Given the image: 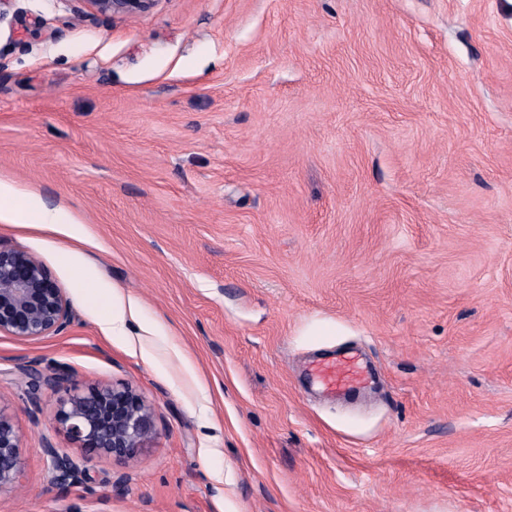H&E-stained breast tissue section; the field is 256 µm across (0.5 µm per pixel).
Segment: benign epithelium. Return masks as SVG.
<instances>
[{
	"instance_id": "obj_1",
	"label": "benign epithelium",
	"mask_w": 512,
	"mask_h": 512,
	"mask_svg": "<svg viewBox=\"0 0 512 512\" xmlns=\"http://www.w3.org/2000/svg\"><path fill=\"white\" fill-rule=\"evenodd\" d=\"M100 14H126L151 9L158 0H81ZM70 303L32 255L0 248V333L19 339H38L61 331ZM26 400L35 402L43 389L55 391L67 382L65 373L44 374L28 369ZM58 422L85 448L115 460L136 457L153 429L152 412L129 387H102L74 395L60 404ZM21 437L12 417L0 408V494L11 491L23 473ZM49 461L51 488L64 491L83 481L82 461L61 455L51 444L42 448Z\"/></svg>"
}]
</instances>
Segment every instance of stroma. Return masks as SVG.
I'll use <instances>...</instances> for the list:
<instances>
[{
  "mask_svg": "<svg viewBox=\"0 0 512 512\" xmlns=\"http://www.w3.org/2000/svg\"><path fill=\"white\" fill-rule=\"evenodd\" d=\"M0 181L72 217L0 210L71 305L0 334V512H512V0H13ZM26 364L68 380L29 405ZM97 386L151 407L137 457L59 425ZM84 4L100 14H126L151 9L158 0H83ZM310 374L316 384L330 390H353L368 376L366 367L354 358L314 365ZM20 441L12 417L0 408V494L11 491L22 476ZM42 451L49 461L51 489L64 491L85 479L87 470L79 458L61 455L48 443Z\"/></svg>",
  "mask_w": 512,
  "mask_h": 512,
  "instance_id": "35a3bbf8",
  "label": "stroma"
}]
</instances>
